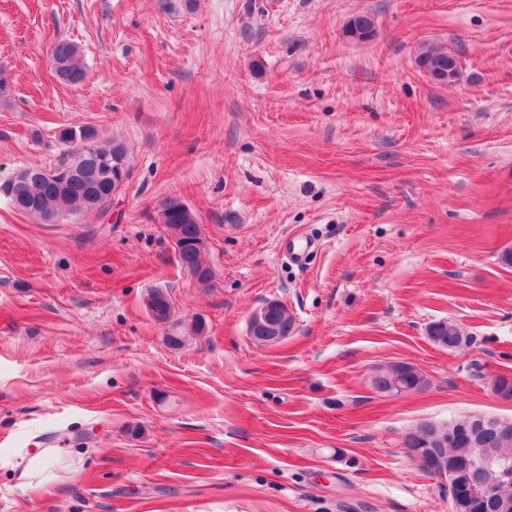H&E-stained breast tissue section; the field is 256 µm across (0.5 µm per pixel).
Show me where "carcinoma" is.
Instances as JSON below:
<instances>
[{"mask_svg":"<svg viewBox=\"0 0 512 512\" xmlns=\"http://www.w3.org/2000/svg\"><path fill=\"white\" fill-rule=\"evenodd\" d=\"M52 53L61 66L56 68L59 80L73 84L84 78V64L78 48L60 39L53 44ZM416 66L433 81L445 77L444 83L455 81L460 71L458 55L445 46L424 44L415 57ZM59 140L68 150L65 154L83 156L82 171L76 176L62 173L63 159L54 164L57 175L48 180H24L27 168L14 174L11 183H0V196L9 200L15 209L40 218L47 212L56 215H76L95 209L91 199L112 200V192L122 187L129 176L128 151L121 142L99 145L95 132L87 127H66L59 131ZM156 212L163 227L175 225L181 237L173 244L175 257L181 267L199 270L204 241L198 237V222L192 209L180 198L164 196L158 200ZM147 310L160 314L172 309L171 299L162 289L151 290L145 299ZM428 333L443 337L446 348L457 349L469 344L470 338L460 328L447 321H437ZM371 386L379 393L399 394L421 391L429 385L427 376L411 364H389L376 368L370 377ZM453 437L442 450L448 462L470 468L469 480L454 492L455 496L474 493L484 484H500V465L512 464V420L473 415L443 427L439 433Z\"/></svg>","mask_w":512,"mask_h":512,"instance_id":"obj_1","label":"carcinoma"}]
</instances>
